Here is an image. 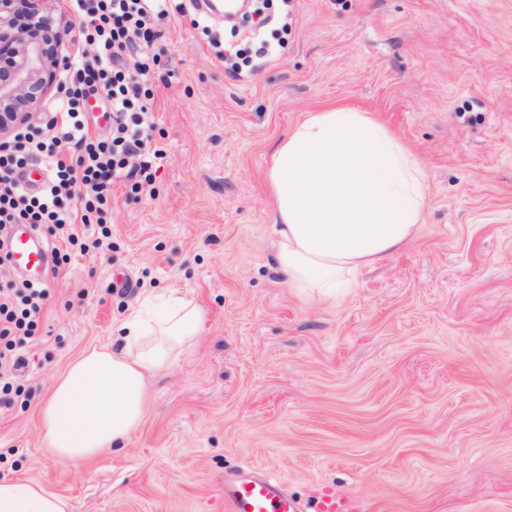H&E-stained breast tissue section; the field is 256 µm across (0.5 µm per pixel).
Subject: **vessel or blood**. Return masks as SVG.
<instances>
[{"label":"vessel or blood","mask_w":512,"mask_h":512,"mask_svg":"<svg viewBox=\"0 0 512 512\" xmlns=\"http://www.w3.org/2000/svg\"><path fill=\"white\" fill-rule=\"evenodd\" d=\"M10 253L12 262L27 272L32 283L41 285L47 281L49 250L28 227H13ZM224 512H361V509L351 502H337L330 495L304 504L289 495L274 478L231 475L224 479Z\"/></svg>","instance_id":"obj_1"}]
</instances>
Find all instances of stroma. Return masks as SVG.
<instances>
[{
	"instance_id": "stroma-1",
	"label": "stroma",
	"mask_w": 512,
	"mask_h": 512,
	"mask_svg": "<svg viewBox=\"0 0 512 512\" xmlns=\"http://www.w3.org/2000/svg\"><path fill=\"white\" fill-rule=\"evenodd\" d=\"M155 21L163 154L114 185L108 247L58 265L40 335L0 410V479L73 512H224V477L275 476L363 512H512V0H261ZM243 50L234 75L216 46ZM368 113L421 162L424 222L335 298L273 263L270 156L307 113ZM181 289L205 330L148 384L124 447L81 467L45 448L57 378L150 293Z\"/></svg>"
}]
</instances>
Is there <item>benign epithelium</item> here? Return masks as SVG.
Masks as SVG:
<instances>
[{
  "instance_id": "benign-epithelium-1",
  "label": "benign epithelium",
  "mask_w": 512,
  "mask_h": 512,
  "mask_svg": "<svg viewBox=\"0 0 512 512\" xmlns=\"http://www.w3.org/2000/svg\"><path fill=\"white\" fill-rule=\"evenodd\" d=\"M53 0H0V144L29 124L51 93L61 94L58 72L68 25L52 15Z\"/></svg>"
}]
</instances>
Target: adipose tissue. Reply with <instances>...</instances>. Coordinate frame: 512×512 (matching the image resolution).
I'll return each mask as SVG.
<instances>
[{
	"label": "adipose tissue",
	"mask_w": 512,
	"mask_h": 512,
	"mask_svg": "<svg viewBox=\"0 0 512 512\" xmlns=\"http://www.w3.org/2000/svg\"><path fill=\"white\" fill-rule=\"evenodd\" d=\"M274 260L289 288L335 295L347 275L404 247L422 221V164L384 125L346 107L311 112L272 153ZM153 320L131 312L111 345L83 352L40 410L46 447L80 465L125 444L148 408L147 384L204 316L173 290ZM0 512H71L67 498L27 480H0Z\"/></svg>",
	"instance_id": "adipose-tissue-1"
}]
</instances>
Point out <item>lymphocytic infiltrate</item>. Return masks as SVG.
I'll return each instance as SVG.
<instances>
[{
    "mask_svg": "<svg viewBox=\"0 0 512 512\" xmlns=\"http://www.w3.org/2000/svg\"><path fill=\"white\" fill-rule=\"evenodd\" d=\"M83 15L81 36L91 54L66 75V106L59 122L35 135L17 132L14 144L0 148V227L9 224H52L58 229L81 225L84 239L70 237L80 250L100 248L105 233V207L115 183L146 176L144 155L155 128L151 86L157 76L151 48L160 33L157 16L183 13L182 0H77ZM139 55L129 70L128 55ZM104 93L114 112L112 136L91 135L80 118L84 101ZM46 162L52 172L48 193L29 196L16 173L28 162ZM46 289L29 283L0 290V408H11L19 390L15 372L22 351L36 339Z\"/></svg>",
    "mask_w": 512,
    "mask_h": 512,
    "instance_id": "obj_1",
    "label": "lymphocytic infiltrate"
}]
</instances>
